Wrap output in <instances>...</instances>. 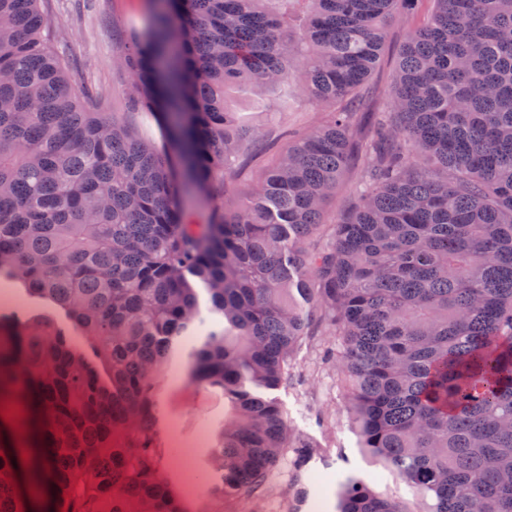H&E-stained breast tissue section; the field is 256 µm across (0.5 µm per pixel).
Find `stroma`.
Returning a JSON list of instances; mask_svg holds the SVG:
<instances>
[{
    "mask_svg": "<svg viewBox=\"0 0 512 512\" xmlns=\"http://www.w3.org/2000/svg\"><path fill=\"white\" fill-rule=\"evenodd\" d=\"M43 10L53 30L54 50L77 86L92 93L91 109L109 113L130 132L153 139L160 151L171 152L170 142L151 114L133 107L127 95L132 74L119 63V47L134 29L150 21V0H43ZM409 31V25L402 23L387 30L383 55L369 79L370 87L381 94L391 90L397 49ZM229 98L244 122L264 123L270 106L278 115L268 138L251 146L226 179L224 203L228 206L247 194L261 173L279 159L289 133L310 129L323 118L294 83L264 96L237 88ZM197 342V337L182 336L172 343L155 389L157 460L183 512H336V491L349 477L364 481L380 495L406 502L412 512H427L428 499L360 447L343 375L328 355L339 339L327 332L298 350L291 382L274 396L283 404L293 431L314 445L330 483L318 486L308 502H299L291 473L283 467L263 500L207 494L201 479L231 410L220 389L191 381L190 352Z\"/></svg>",
    "mask_w": 512,
    "mask_h": 512,
    "instance_id": "1",
    "label": "stroma"
}]
</instances>
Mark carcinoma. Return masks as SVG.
<instances>
[{
	"instance_id": "cac0c4a2",
	"label": "carcinoma",
	"mask_w": 512,
	"mask_h": 512,
	"mask_svg": "<svg viewBox=\"0 0 512 512\" xmlns=\"http://www.w3.org/2000/svg\"><path fill=\"white\" fill-rule=\"evenodd\" d=\"M42 0H0V280L65 315L96 362L27 307L0 311V512H181L152 451L154 391L176 336L205 332L192 379L233 413L213 449L221 496L264 499L313 447L268 392L322 327L341 338L365 448L428 512H512V0H152L120 47L131 102L159 114L179 167L90 112ZM413 24L371 130L361 96L388 27ZM296 80L330 117L210 224V193L261 125L231 86ZM357 203L325 223L352 156ZM208 293L203 315L195 284ZM37 449L28 491L20 461ZM293 457L286 458L287 452ZM338 512H411L361 481ZM222 196V190L217 189L214 199H201L191 194H183V204L187 215L193 224H210L214 207L218 198Z\"/></svg>"
}]
</instances>
